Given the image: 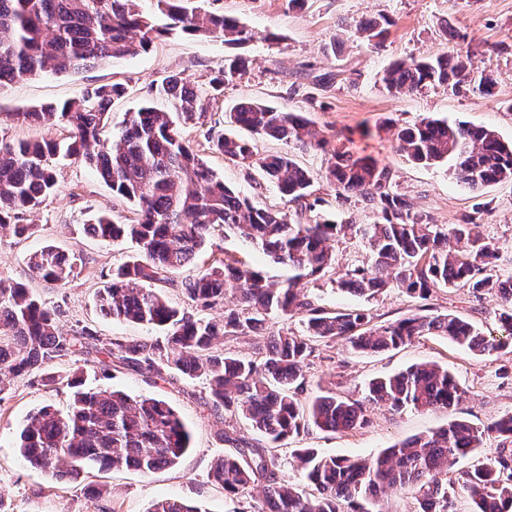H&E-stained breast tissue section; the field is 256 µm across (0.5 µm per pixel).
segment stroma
I'll use <instances>...</instances> for the list:
<instances>
[{"label": "stroma", "mask_w": 512, "mask_h": 512, "mask_svg": "<svg viewBox=\"0 0 512 512\" xmlns=\"http://www.w3.org/2000/svg\"><path fill=\"white\" fill-rule=\"evenodd\" d=\"M195 6L221 11L258 32L257 40L234 47L203 37L174 35L157 41L148 52L109 64L63 75L44 74L0 87V112L12 118L0 132L14 140L40 134L59 139V128H34L19 114L45 103L60 104L89 88L112 82L124 83L126 95L110 108L112 128H120L129 111L148 96L152 80L166 72L183 73L204 103L213 128L185 127L183 136L225 183L259 208L288 210L277 187L262 173L245 175L224 155L212 150L207 132L223 133L225 110L242 101L266 103L286 112H297L310 120L331 145L344 146L361 156L375 159L393 174L395 189L407 195L417 210L429 213L440 224L459 223L473 211L477 201L488 202L482 218L486 234L501 247L500 268L512 271V181L488 186L482 197L458 182L452 162L435 166L411 163L396 150L392 124H407L430 116L473 126H488L512 141V0H305L294 6L290 0H194ZM391 18L393 25L382 45L372 49L347 41L346 25L378 15ZM451 25L458 38L446 36ZM472 52L473 65L495 72V94H454L444 87L413 94L392 95L378 82L380 74L396 61L409 57L447 52ZM240 54L250 66L245 75L226 83L221 97H213L210 78L224 67V60ZM336 74L327 89L316 85L315 76ZM236 137L254 141L259 152L291 151L296 162L315 178L319 202L316 214L368 224L372 213L356 200L340 204L334 191L322 181L327 165L325 154L315 150L287 149L284 142L256 138L247 129L235 128ZM56 171L60 192L40 210L26 215L32 224L29 236L0 237V280L22 282L56 310L62 332L89 327L100 338L115 336L132 341L151 340L155 330L112 320L98 310L97 294L105 288L113 267L133 255L130 241L116 244L87 236L83 226L95 214L118 222L133 218L130 204L115 196L84 162L59 159ZM52 245L78 259V274L66 284L52 287L33 277L29 268L32 253ZM231 254L262 272L268 282L281 284L294 277L288 265L272 262L248 242L211 233L201 255L176 274L184 279L197 274L212 258ZM320 306L336 311L368 310L374 323L384 324L429 309L452 313L485 329H494L498 305L491 297L476 299L464 288H441L428 299L411 298L388 289L374 298L360 297L335 289L329 280L307 286ZM434 362L448 367L464 395L454 412L411 409L395 412L374 407L368 427L348 433H330L309 427L271 451L280 477L298 480L293 451L314 448L325 455L371 457L411 436L445 427L450 416L463 417L481 425L512 412V379H503L500 369L512 365V352L482 359L440 337H425L398 349L372 355L349 352L343 342L318 346L310 358L307 377L314 386L330 388L349 397H359L372 378L399 372L410 365ZM54 385H42L39 376L14 379L0 393V512H149L165 497H177L201 512H231L232 501L209 477L214 461L227 452L221 432L255 442L256 434L241 417L217 419L209 405L205 379H189L167 371L163 376L143 374L128 368L105 367L95 356L64 359L49 368ZM79 373L86 387L119 390L130 397H154L166 401L187 425L191 449L174 466L151 474L133 470L93 471L73 482H62L51 473L24 464L17 449V435L30 413L51 405L66 410L71 401L67 381Z\"/></svg>", "instance_id": "obj_1"}]
</instances>
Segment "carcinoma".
<instances>
[{"instance_id": "obj_1", "label": "carcinoma", "mask_w": 512, "mask_h": 512, "mask_svg": "<svg viewBox=\"0 0 512 512\" xmlns=\"http://www.w3.org/2000/svg\"><path fill=\"white\" fill-rule=\"evenodd\" d=\"M184 2L152 0L151 9L144 11L140 0H0V87L134 56L173 33L228 44L256 38L235 18L189 9ZM390 25L383 15L364 19L348 30V37L377 48ZM247 70L246 57L225 59L224 70L210 80L213 94H222L224 83ZM380 81L398 94L443 86L491 96L497 84L493 73L474 70L468 53L397 62L383 71ZM124 93L122 83L100 85L78 99L20 113L38 127L59 126L67 136L61 141L0 140V235L30 233L32 225L23 223L24 214L58 195L52 165L56 156L87 163L114 194L136 207L135 218L126 224L101 214L87 225L104 241L130 239L138 247L137 255L113 269L111 281L100 292L99 309L114 320L159 328L163 339L101 340L84 327L65 334L56 325V311L24 284L0 280V393L11 379L77 354L92 352L102 356V365L147 374L166 368L204 378L215 414L240 416L259 436L251 444L222 433L236 453L217 458L210 473L231 499H243L261 488L262 506L256 512H386L381 500L390 488L412 495L415 512H457L448 492L456 484L467 492L472 512H512V413L483 426L451 419L445 428L363 459L297 448L300 485L278 477L275 459L268 453V446L300 434L311 423L325 431L349 432L368 426L370 409L377 405L395 411H450L460 397L448 369L421 363L372 380L357 399L321 388L304 398L306 369L321 343L340 339L351 352L373 354L436 336L485 358L512 346V273L500 272L499 242L476 223V217L487 212L486 205L475 204L461 224H438L392 190L387 167L337 146L330 153L325 179L337 201L356 198L371 210L374 221L338 223L318 215L310 219L307 214L316 206L310 201L314 178L290 154L264 155L226 133L211 139L213 150L248 175L263 172L295 205L292 215L258 208L227 186L181 135L177 124L203 125L207 120L206 108L181 73L170 72L150 85V94L165 100L167 109L146 101L109 137V108ZM224 122L287 145L323 150L328 144L304 117L268 104L240 102L224 113ZM396 144L415 164L432 166L455 158L457 180L474 193L512 181V143L503 142L489 127L427 117L398 128ZM216 227L260 246L274 261L313 283L335 268L336 254L327 242L358 237L367 258L346 268L336 281L339 289L373 297L396 288L425 299L437 288H466L478 299L490 295L499 302L496 332H483L451 313L415 312L376 325L360 310L327 311L296 282L268 283L232 255L215 258L196 276L174 282L173 275L204 249ZM30 268L35 278L53 286L76 272L74 261L52 245L31 258ZM174 283L197 309L224 306L229 292L236 295L238 307L224 310L220 321H206L168 301L163 285ZM274 318L283 322L276 331L269 328ZM296 318L302 323L300 332L288 328ZM238 336L261 339L263 344L252 357L214 354L219 340ZM70 385L74 392L66 411L42 406L30 414L19 434V454L30 467L59 480L93 469L149 474L175 465L189 450L191 434L165 401L85 390L76 371ZM491 437L500 439L497 455L452 478L457 459L477 453ZM150 512L200 510L165 498Z\"/></svg>"}]
</instances>
